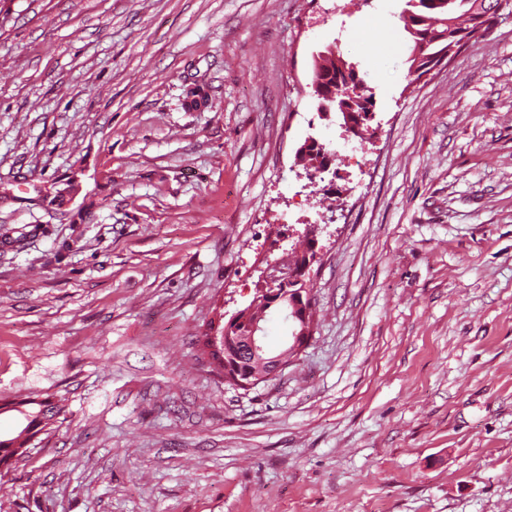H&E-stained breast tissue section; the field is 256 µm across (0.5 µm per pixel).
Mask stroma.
Wrapping results in <instances>:
<instances>
[{"mask_svg":"<svg viewBox=\"0 0 512 512\" xmlns=\"http://www.w3.org/2000/svg\"><path fill=\"white\" fill-rule=\"evenodd\" d=\"M405 7L0 0V399L65 401L0 512H512V5L419 79ZM310 224L311 340L229 385L199 336ZM342 66L350 67V64H348L339 54L337 56L336 54H331L330 57L323 58L322 63L314 65L312 80L314 93L320 102L325 101V96L328 95L326 100L330 102V104L322 103L324 112L332 111L331 103L335 101V98L337 99L342 97L343 100L354 99L356 97L355 95L361 93L362 84L359 82L357 77L350 74L349 71L343 69L336 72V70ZM332 71L336 72V77L334 79V83L336 85V95H329L334 93L330 82L321 81L323 78L322 72L330 73ZM314 85H316V88H314ZM373 104L372 96H358L355 100H351L350 102L345 103V107L349 110V112L343 111L341 112L343 115L344 123L343 128L346 133L352 134L357 137L363 136L362 126L367 121H372L375 117L374 113L371 111L367 115H355L352 113H361L367 110L368 105ZM351 112V113H350Z\"/></svg>","mask_w":512,"mask_h":512,"instance_id":"35a3bbf8","label":"stroma"}]
</instances>
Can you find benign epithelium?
I'll return each mask as SVG.
<instances>
[{
	"label": "benign epithelium",
	"instance_id": "1",
	"mask_svg": "<svg viewBox=\"0 0 512 512\" xmlns=\"http://www.w3.org/2000/svg\"><path fill=\"white\" fill-rule=\"evenodd\" d=\"M336 94L326 97L327 104L323 105V111H332V102L337 98L353 99L361 92L362 84L359 79L350 74L347 70L336 72L334 79ZM346 133L357 137L363 136L362 126L367 121L374 119V113L366 115H355L350 112H342ZM306 146L312 153L319 154L320 165L317 170L323 171L328 168L332 158L326 150V146L317 139L311 137L307 140ZM317 256L316 250H311L305 260H300L297 253L285 251L283 254L269 263L262 272L261 281L256 288L254 300L247 306L233 312L224 321L222 334L212 336L213 344H222L224 349V375L234 385L249 389L263 380H268L286 367L288 353L274 355L265 346L264 336L261 335L263 328L261 322L264 316L253 315L258 302L270 306L280 305L287 311V317L293 322L291 336L287 337L289 350H303L311 339L312 335V310L304 292L293 291V287L304 283V276L311 263ZM255 360L262 358L265 363V370L261 373L255 371H243L242 365L246 357Z\"/></svg>",
	"mask_w": 512,
	"mask_h": 512
}]
</instances>
